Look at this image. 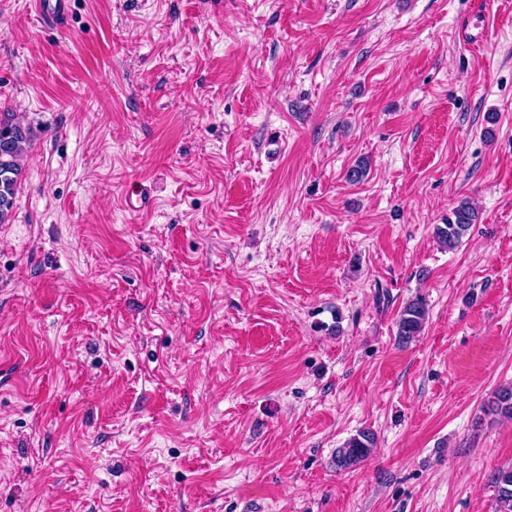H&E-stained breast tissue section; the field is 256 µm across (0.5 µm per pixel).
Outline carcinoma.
Listing matches in <instances>:
<instances>
[{
	"label": "carcinoma",
	"instance_id": "1",
	"mask_svg": "<svg viewBox=\"0 0 512 512\" xmlns=\"http://www.w3.org/2000/svg\"><path fill=\"white\" fill-rule=\"evenodd\" d=\"M32 140V131L13 112H0V222L14 205L23 161ZM479 220L477 208L468 200L460 201L452 210L448 223L436 225L438 242L445 248L455 247ZM428 316L427 303L418 296L408 302L396 321V336L408 343L422 332ZM495 410L512 418V387L500 389L495 397ZM376 444L375 434L361 429L336 449L334 464L339 470L353 469L365 462ZM496 488V512H512V466L499 469L493 475Z\"/></svg>",
	"mask_w": 512,
	"mask_h": 512
}]
</instances>
